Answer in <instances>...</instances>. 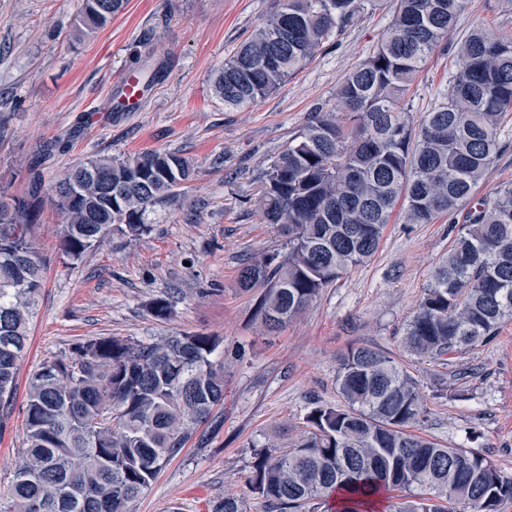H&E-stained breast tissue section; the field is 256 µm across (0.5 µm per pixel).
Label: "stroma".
Returning <instances> with one entry per match:
<instances>
[{"instance_id":"35a3bbf8","label":"stroma","mask_w":512,"mask_h":512,"mask_svg":"<svg viewBox=\"0 0 512 512\" xmlns=\"http://www.w3.org/2000/svg\"><path fill=\"white\" fill-rule=\"evenodd\" d=\"M274 0H128L112 22L77 32L78 0H0V187L25 196L33 180L49 189L73 165L157 150L194 168L176 195L149 212L143 232L113 231L81 261L59 251L62 219L43 208L35 226L44 285L31 319L16 390L0 412V493L22 467L28 380L48 359L70 356L98 337L159 342L181 333L219 337L224 400L160 471L130 512H211L227 496L244 512H266L250 487L260 448H291L307 431L314 402L338 404L339 355L370 346L416 379L425 411L416 434L471 448L512 474V319L497 336L449 361L403 353L400 339L453 238V219L411 224L396 206L367 264L323 288L302 313L270 331L254 316L261 288L241 290L244 263L288 248L255 206L274 158L336 101L351 69L367 59L392 13H362L273 95L225 108L211 77L274 8ZM476 26L512 36V7L467 0L403 103L430 111L457 69V51ZM161 73L135 111L117 109L118 81L142 59ZM502 148L475 195L512 188V115ZM172 297L169 318L150 306Z\"/></svg>"}]
</instances>
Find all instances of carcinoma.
I'll list each match as a JSON object with an SVG mask.
<instances>
[{
  "mask_svg": "<svg viewBox=\"0 0 512 512\" xmlns=\"http://www.w3.org/2000/svg\"><path fill=\"white\" fill-rule=\"evenodd\" d=\"M466 2L394 0L381 43L346 76L336 103L314 113L265 172L256 204L263 222L286 235L288 257L244 266L239 283L245 291L264 286L256 315L269 330L371 260L400 201L412 224L466 211L404 330L403 350L441 361L492 341L512 318V189L474 199L512 112V37L473 29L441 101L417 120L403 104ZM125 4L81 0L79 33L111 22ZM381 6L277 0L215 71L214 94L232 109L266 98L335 32ZM192 174L183 157L161 151L74 166L47 194L63 219L62 254L78 261L114 230L144 231L147 213ZM38 193L16 198L0 190L1 404L14 394L43 285L33 240ZM220 344L203 334L96 338L68 358L43 362L28 382L26 462L0 494V512H35L37 504L41 512H128L224 399ZM336 390L341 403L311 407L307 435L288 452L254 453L251 489L273 512H304L336 493L343 502L331 512H382L392 490L409 494L393 512H501L512 502V474L478 451L442 448L412 431L424 405L413 377L390 355L347 349Z\"/></svg>",
  "mask_w": 512,
  "mask_h": 512,
  "instance_id": "obj_1",
  "label": "carcinoma"
}]
</instances>
